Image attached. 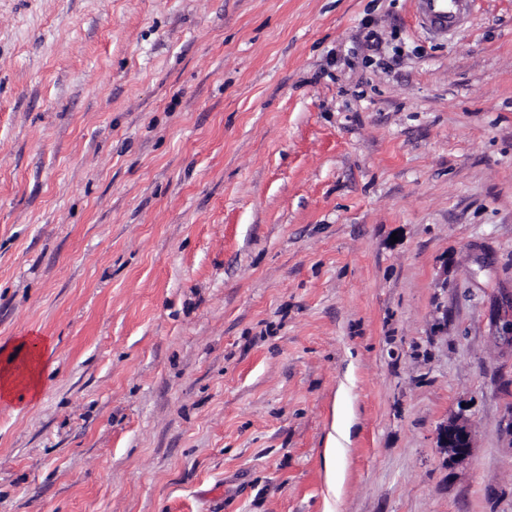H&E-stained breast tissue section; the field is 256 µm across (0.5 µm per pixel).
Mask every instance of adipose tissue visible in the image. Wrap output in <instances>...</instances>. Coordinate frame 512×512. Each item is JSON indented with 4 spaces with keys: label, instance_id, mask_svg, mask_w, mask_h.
<instances>
[{
    "label": "adipose tissue",
    "instance_id": "1",
    "mask_svg": "<svg viewBox=\"0 0 512 512\" xmlns=\"http://www.w3.org/2000/svg\"><path fill=\"white\" fill-rule=\"evenodd\" d=\"M20 345L25 351L21 363L0 366V400L5 402L11 401L20 390L32 402L41 395L42 370L48 343L43 337L28 336L21 339Z\"/></svg>",
    "mask_w": 512,
    "mask_h": 512
}]
</instances>
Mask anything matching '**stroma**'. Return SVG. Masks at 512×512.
Here are the masks:
<instances>
[{"label": "stroma", "mask_w": 512, "mask_h": 512, "mask_svg": "<svg viewBox=\"0 0 512 512\" xmlns=\"http://www.w3.org/2000/svg\"><path fill=\"white\" fill-rule=\"evenodd\" d=\"M31 335L0 512H512V0H0ZM478 0H414L423 27L435 34H447L470 16ZM19 345L25 350L20 364L6 363L0 369V400L11 401L19 389H23L28 400L35 402L41 395L42 370L48 348L41 336H27ZM437 445L446 454L447 460H466L472 448L469 420L458 416L440 425L437 431Z\"/></svg>", "instance_id": "obj_1"}]
</instances>
